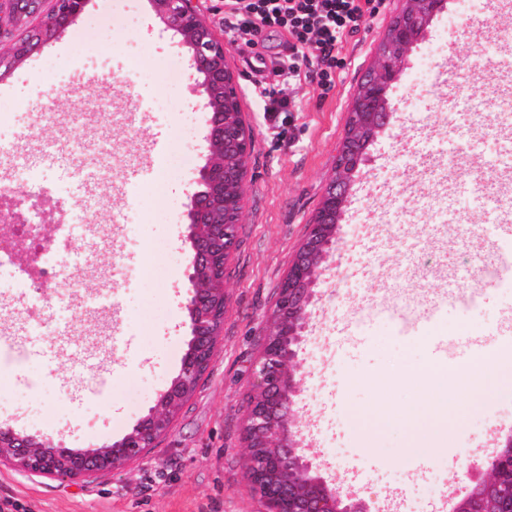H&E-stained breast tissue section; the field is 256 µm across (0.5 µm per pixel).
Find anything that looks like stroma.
Returning a JSON list of instances; mask_svg holds the SVG:
<instances>
[{
    "label": "stroma",
    "mask_w": 512,
    "mask_h": 512,
    "mask_svg": "<svg viewBox=\"0 0 512 512\" xmlns=\"http://www.w3.org/2000/svg\"><path fill=\"white\" fill-rule=\"evenodd\" d=\"M113 0H89L83 14L55 39L34 50L0 79V118L9 132L0 144V185L13 167L39 176L42 192L70 187L69 171L92 172L89 201L101 225L97 240L84 224L71 225L68 246H50L58 280L39 289L22 278L20 257L0 262V429L93 448L120 440L154 406L178 375L189 340L185 308L189 283V195L208 154L204 101L191 93L195 72L181 37L136 0L126 23ZM400 0H385L373 22L347 37L323 87L320 65L295 85L280 124L266 120L264 103L247 95L258 61L272 63L287 36L264 31L254 43L224 26V0H199L204 20L224 41L227 60L245 93L240 103L255 130L247 161L243 219L225 270L224 331L216 358L169 434L143 459L117 474L101 472L61 482L0 464V504L18 512H264L245 475L243 422L259 353L260 335L278 285L290 266L321 199L345 135L348 111ZM512 34V15L488 11L439 12L413 49L392 94L394 115L370 149L336 243L315 288L311 329L299 353L300 385L293 421L328 479L371 505L392 497L439 505L449 487L467 494L469 479L450 460L506 440L512 380L483 373L474 396L448 415L447 449L423 473L412 471L407 448L432 422L426 414L403 419L418 405L423 380L413 371L430 363L434 340L448 341L442 366H463L470 337L501 326L512 312V291L483 283L494 262L498 197L493 190L462 196L482 236L448 223V200L472 171L484 176L512 167V142L483 128L484 75L500 55L485 31ZM458 63L459 115L433 135L441 105L421 66L426 58ZM168 100L167 110L145 113L142 92ZM167 142L159 172L125 195L127 176L140 167V145L150 135ZM380 216L390 234L352 243V218ZM159 224L149 252L128 240L133 219ZM84 260L83 288L72 296L66 275ZM355 273L357 294L346 288ZM452 285L481 288L479 313L448 304L428 326L370 314L373 304L405 309ZM368 313L356 330V310Z\"/></svg>",
    "instance_id": "obj_1"
}]
</instances>
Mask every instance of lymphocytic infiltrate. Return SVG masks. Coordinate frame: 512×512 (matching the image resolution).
<instances>
[{
  "label": "lymphocytic infiltrate",
  "instance_id": "1",
  "mask_svg": "<svg viewBox=\"0 0 512 512\" xmlns=\"http://www.w3.org/2000/svg\"><path fill=\"white\" fill-rule=\"evenodd\" d=\"M383 0H224V23L245 42L263 29L278 28L288 36V55L277 71L283 89L260 87L269 101V117L277 119L291 104L285 89L308 78L310 60L327 68L338 64L344 39L374 20Z\"/></svg>",
  "mask_w": 512,
  "mask_h": 512
}]
</instances>
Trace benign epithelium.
Returning a JSON list of instances; mask_svg holds the SVG:
<instances>
[{
  "label": "benign epithelium",
  "mask_w": 512,
  "mask_h": 512,
  "mask_svg": "<svg viewBox=\"0 0 512 512\" xmlns=\"http://www.w3.org/2000/svg\"><path fill=\"white\" fill-rule=\"evenodd\" d=\"M41 0H0V38L9 28L23 24ZM52 9L25 39L0 41V74H9L32 50L55 37L75 21L89 0H52ZM388 42L380 52L367 82L351 105L352 124L377 140L392 116L385 94L398 80L412 49L440 11L442 0H400ZM158 18L181 37L197 78L193 93L205 100L208 112L205 140L208 155L197 184L189 196L188 240L191 261L186 308L190 340L179 374L162 392L148 415L121 440L98 448H59L12 429L0 431V462L32 475L75 482L102 471H118L141 458L166 436L175 417L197 390L214 361L224 327V273L238 239L244 193L228 195L225 186L244 187L246 161L253 146V130L240 108L235 76L228 67L224 41L204 21L198 0H151ZM369 160L367 150L350 138L342 141L332 175L317 212L282 278L261 336V350L250 364L253 378L247 401L244 439L245 473L252 492L266 512H371L351 491H343L322 474V465L300 448L292 430L298 350L309 328L313 287L320 267L331 252L336 226L344 219L354 174ZM25 206L0 201V236L26 223ZM472 469L483 473L458 501L454 512H501V503L512 498V484L490 479L512 471V439L489 456L473 457Z\"/></svg>",
  "instance_id": "obj_1"
}]
</instances>
